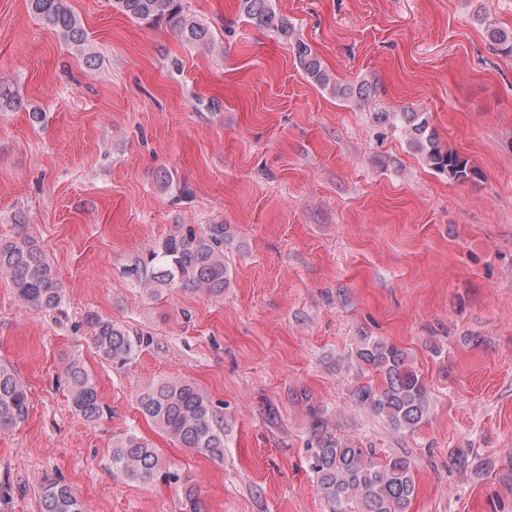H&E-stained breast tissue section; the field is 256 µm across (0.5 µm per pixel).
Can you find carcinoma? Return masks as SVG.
<instances>
[{
    "mask_svg": "<svg viewBox=\"0 0 512 512\" xmlns=\"http://www.w3.org/2000/svg\"><path fill=\"white\" fill-rule=\"evenodd\" d=\"M26 5L64 43L83 48L87 31L66 0H26ZM112 7L134 21L167 22L187 45L209 52L219 50L210 26L192 13L184 0H112ZM238 11L252 25L294 39V58L309 83L338 98L370 101L376 91L374 84L367 79L356 83L338 80L312 48L294 36L288 19L276 12L271 0H238ZM486 34L496 50L512 55V30L490 25ZM377 119L403 129L410 150L430 168L457 181H467L475 175L468 159L441 146L426 113L380 111ZM225 234L222 224H209L198 232L188 226L137 257L131 271L151 295L164 288L183 287L214 299L222 298L231 277L224 261ZM0 275L7 279L15 298L31 311L51 309L59 302L56 273L30 237L0 242ZM149 343L150 337L135 334L110 319L91 321V344L112 365L132 364ZM355 356L381 376L379 385L356 389L355 401L384 417L396 430H415L427 418L428 388L405 350L366 336L356 347ZM65 374L70 403L77 415L92 423L108 413L96 379L80 360H71ZM137 405L146 420L171 442L212 460L224 458V417L195 382L152 381L140 392ZM29 410L27 386L12 368L0 364V433L23 424ZM323 428V420L316 419L312 470L329 512H409L416 492L409 457L393 455L381 461L374 449L340 440ZM111 462L113 469L133 483H182L185 512H205L194 484L164 467L160 450L145 437L127 433L115 438ZM39 499L41 512H82L81 501L72 489L47 476L41 478Z\"/></svg>",
    "mask_w": 512,
    "mask_h": 512,
    "instance_id": "cac0c4a2",
    "label": "carcinoma"
}]
</instances>
